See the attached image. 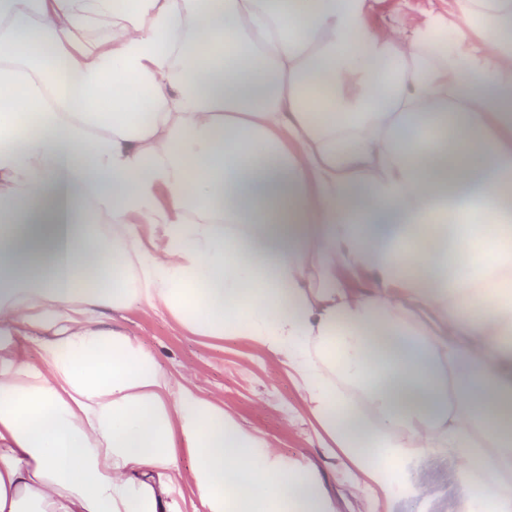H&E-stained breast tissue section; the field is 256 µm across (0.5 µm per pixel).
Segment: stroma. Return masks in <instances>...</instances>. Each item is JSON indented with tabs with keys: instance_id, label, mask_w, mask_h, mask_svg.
<instances>
[{
	"instance_id": "obj_1",
	"label": "stroma",
	"mask_w": 512,
	"mask_h": 512,
	"mask_svg": "<svg viewBox=\"0 0 512 512\" xmlns=\"http://www.w3.org/2000/svg\"><path fill=\"white\" fill-rule=\"evenodd\" d=\"M454 8V0H373L364 22L397 28L406 39L445 40ZM112 326L135 337L194 394L223 407L281 464L312 470L339 512H361L365 492L351 494L350 466L324 454L298 387L275 357L245 337L196 334L170 315L148 316L135 305L116 314ZM428 467L431 491L394 500L392 512H452L457 494L452 465L432 461Z\"/></svg>"
}]
</instances>
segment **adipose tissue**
I'll return each instance as SVG.
<instances>
[{
	"instance_id": "1",
	"label": "adipose tissue",
	"mask_w": 512,
	"mask_h": 512,
	"mask_svg": "<svg viewBox=\"0 0 512 512\" xmlns=\"http://www.w3.org/2000/svg\"><path fill=\"white\" fill-rule=\"evenodd\" d=\"M456 6L437 49L368 0H0V326L62 323L0 344V512H170L181 448L209 512H336L94 327L135 299L278 359L374 498L437 457L512 512V0ZM55 329V322L49 321L38 330L27 329L20 326L8 332L0 331V336L10 341L11 345L16 347L21 354L35 359L40 341L53 337ZM28 336H31V339H29Z\"/></svg>"
}]
</instances>
